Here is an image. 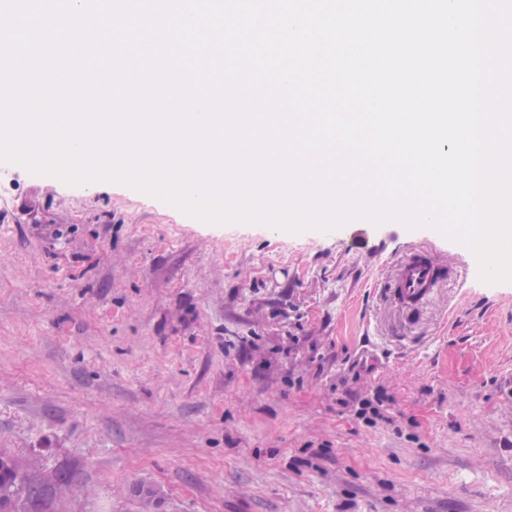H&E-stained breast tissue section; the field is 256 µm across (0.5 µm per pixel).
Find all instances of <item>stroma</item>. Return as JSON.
Instances as JSON below:
<instances>
[{
  "mask_svg": "<svg viewBox=\"0 0 512 512\" xmlns=\"http://www.w3.org/2000/svg\"><path fill=\"white\" fill-rule=\"evenodd\" d=\"M418 249L448 285L408 311ZM0 448L75 469L57 512H512V283L428 228L213 225L15 164Z\"/></svg>",
  "mask_w": 512,
  "mask_h": 512,
  "instance_id": "1",
  "label": "stroma"
}]
</instances>
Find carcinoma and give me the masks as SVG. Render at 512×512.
<instances>
[{"label":"carcinoma","mask_w":512,"mask_h":512,"mask_svg":"<svg viewBox=\"0 0 512 512\" xmlns=\"http://www.w3.org/2000/svg\"><path fill=\"white\" fill-rule=\"evenodd\" d=\"M75 470L62 466L44 477L0 450V512H56L57 490L73 483Z\"/></svg>","instance_id":"cac0c4a2"}]
</instances>
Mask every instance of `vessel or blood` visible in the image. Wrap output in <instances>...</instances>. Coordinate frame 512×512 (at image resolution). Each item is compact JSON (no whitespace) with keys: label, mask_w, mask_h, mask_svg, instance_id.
Listing matches in <instances>:
<instances>
[{"label":"vessel or blood","mask_w":512,"mask_h":512,"mask_svg":"<svg viewBox=\"0 0 512 512\" xmlns=\"http://www.w3.org/2000/svg\"><path fill=\"white\" fill-rule=\"evenodd\" d=\"M444 284L445 280L430 254L417 250L399 265L393 282V295L400 305L412 309L423 304Z\"/></svg>","instance_id":"1"}]
</instances>
